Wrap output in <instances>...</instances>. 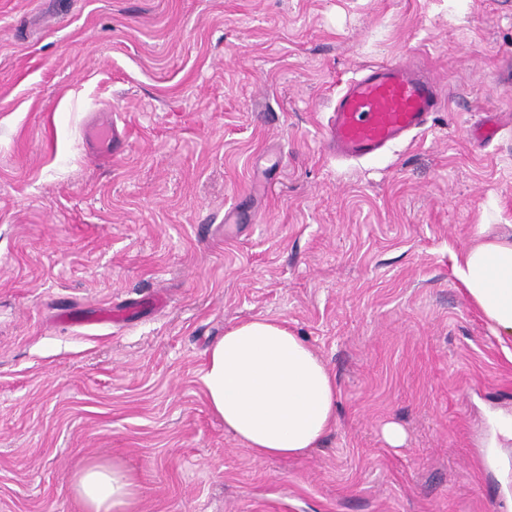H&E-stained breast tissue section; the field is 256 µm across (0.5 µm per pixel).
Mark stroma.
Masks as SVG:
<instances>
[{
  "mask_svg": "<svg viewBox=\"0 0 512 512\" xmlns=\"http://www.w3.org/2000/svg\"><path fill=\"white\" fill-rule=\"evenodd\" d=\"M391 59L446 108L332 157L337 90ZM487 112L512 119V0H0V512H81L72 475L112 457L135 512H512V447H484L512 341L454 273L488 205L512 224V131L470 134ZM252 317L336 378L304 456L248 454L207 406V349ZM88 137L95 143L97 155L106 158L112 157V151L120 140V135L115 130L112 132V127H92Z\"/></svg>",
  "mask_w": 512,
  "mask_h": 512,
  "instance_id": "1",
  "label": "stroma"
}]
</instances>
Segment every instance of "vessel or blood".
Listing matches in <instances>:
<instances>
[{"instance_id": "obj_1", "label": "vessel or blood", "mask_w": 512, "mask_h": 512, "mask_svg": "<svg viewBox=\"0 0 512 512\" xmlns=\"http://www.w3.org/2000/svg\"><path fill=\"white\" fill-rule=\"evenodd\" d=\"M446 99L429 71L398 61L356 70L336 95L325 125V141L337 157L364 160L427 129ZM88 137L98 156L111 157L117 132L93 127Z\"/></svg>"}]
</instances>
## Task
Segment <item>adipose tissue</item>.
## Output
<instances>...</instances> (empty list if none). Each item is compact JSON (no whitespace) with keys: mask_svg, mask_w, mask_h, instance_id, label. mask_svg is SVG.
<instances>
[{"mask_svg":"<svg viewBox=\"0 0 512 512\" xmlns=\"http://www.w3.org/2000/svg\"><path fill=\"white\" fill-rule=\"evenodd\" d=\"M455 274L494 334L512 340V225H476ZM203 381L211 411L258 458L303 455L336 422L334 376L282 320L230 326L206 354ZM72 486L85 512H134L139 496L129 468L117 460L89 462Z\"/></svg>","mask_w":512,"mask_h":512,"instance_id":"ef3b65f1","label":"adipose tissue"}]
</instances>
